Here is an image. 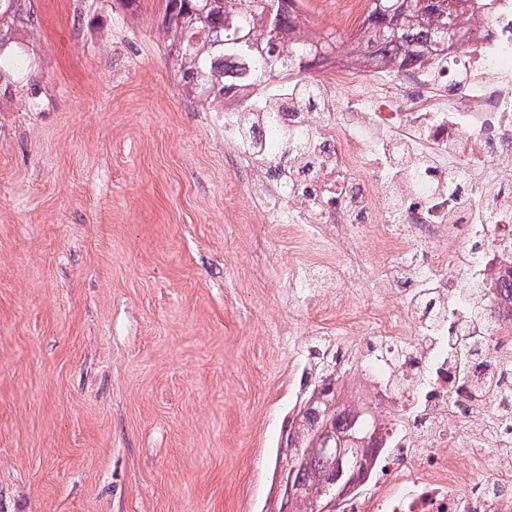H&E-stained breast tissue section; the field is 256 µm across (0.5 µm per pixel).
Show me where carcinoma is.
I'll return each instance as SVG.
<instances>
[{
  "label": "carcinoma",
  "mask_w": 512,
  "mask_h": 512,
  "mask_svg": "<svg viewBox=\"0 0 512 512\" xmlns=\"http://www.w3.org/2000/svg\"><path fill=\"white\" fill-rule=\"evenodd\" d=\"M161 27L168 54L177 62L181 86L209 102H224V84L235 65L270 78L318 54V44L285 46L283 33L293 18L290 0H162ZM493 0H372L368 55L380 52L414 56L437 50L453 40L458 22L469 12H480ZM35 27L24 16L21 0H0V81L10 80L29 67L26 46L15 36L20 26ZM338 375L325 371L319 393H311L297 413V429L288 432L292 445L286 476L293 490L288 512H321L327 495L325 483L336 481L354 490L367 477L377 449L359 452L349 447L351 461L331 462L316 446V435L330 422L338 438L374 437L379 420L370 413L354 419L348 407L336 402L333 386Z\"/></svg>",
  "instance_id": "carcinoma-1"
}]
</instances>
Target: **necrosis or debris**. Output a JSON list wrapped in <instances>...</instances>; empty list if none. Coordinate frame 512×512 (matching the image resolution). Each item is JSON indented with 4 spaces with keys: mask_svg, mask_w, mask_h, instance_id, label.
<instances>
[{
    "mask_svg": "<svg viewBox=\"0 0 512 512\" xmlns=\"http://www.w3.org/2000/svg\"><path fill=\"white\" fill-rule=\"evenodd\" d=\"M369 13L368 0H336L344 38L332 54L231 87L213 119L243 191L263 202L254 220L305 224L332 241V276L346 292L375 294L354 228L401 252L431 246L396 272L423 278L440 317L389 292L357 362L367 395L351 407L375 409L389 431L374 479L345 496L344 512H512V465L469 489L487 452L512 446L497 426L512 412L501 384L512 353V0L466 17L465 41L410 63L364 55ZM301 83L312 85V104L298 98ZM395 224L403 236H390ZM472 288L493 308L487 321L469 318ZM475 347L485 357L464 360Z\"/></svg>",
    "mask_w": 512,
    "mask_h": 512,
    "instance_id": "4bbe7bcc",
    "label": "necrosis or debris"
}]
</instances>
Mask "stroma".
<instances>
[{
    "label": "stroma",
    "mask_w": 512,
    "mask_h": 512,
    "mask_svg": "<svg viewBox=\"0 0 512 512\" xmlns=\"http://www.w3.org/2000/svg\"><path fill=\"white\" fill-rule=\"evenodd\" d=\"M22 9L39 107L0 85V512H269L301 397L330 364L351 383L328 349H368L384 301L337 316L332 244L250 223L158 0Z\"/></svg>",
    "instance_id": "1"
}]
</instances>
